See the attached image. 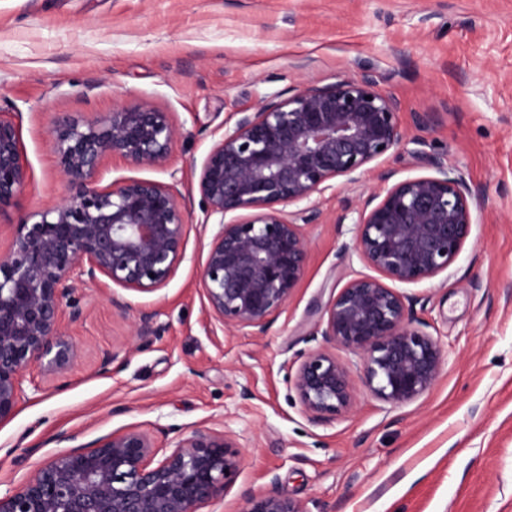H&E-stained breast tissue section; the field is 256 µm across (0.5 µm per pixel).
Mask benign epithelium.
<instances>
[{
  "mask_svg": "<svg viewBox=\"0 0 512 512\" xmlns=\"http://www.w3.org/2000/svg\"><path fill=\"white\" fill-rule=\"evenodd\" d=\"M19 113L0 111V213L13 207L30 178ZM177 129L149 99L105 117H65L51 131L71 192L18 224L0 259V424L28 391L26 371L42 365L63 373L73 345L67 318L85 317L76 297L104 277L118 288L155 292L185 258L187 224L180 181L125 179L97 184L104 162L119 158L154 168L170 157ZM403 139L398 104L368 77L305 86L242 112L201 163L198 191L204 221L218 230L201 269L209 309L227 327L265 333L292 296L307 262L301 225L283 206L308 201L343 178L355 183L367 166ZM466 184L434 176L386 185L359 213L355 250L379 276L351 279L316 323L325 343L356 354L370 391L391 404L427 393L441 371L440 342L413 310L414 298L385 280L432 279L456 260L473 224ZM156 314L141 316L137 335L157 338ZM293 388L313 420L352 405L354 375L326 349L308 353ZM63 431L68 450L17 486L0 492V512H199L224 496L240 458L222 432L193 430L170 450L137 429L91 444ZM244 512H307L275 490L250 494Z\"/></svg>",
  "mask_w": 512,
  "mask_h": 512,
  "instance_id": "1",
  "label": "benign epithelium"
}]
</instances>
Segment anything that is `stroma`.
Segmentation results:
<instances>
[{"label": "stroma", "mask_w": 512, "mask_h": 512, "mask_svg": "<svg viewBox=\"0 0 512 512\" xmlns=\"http://www.w3.org/2000/svg\"><path fill=\"white\" fill-rule=\"evenodd\" d=\"M365 74L397 102L402 142L357 183L312 196L305 274L267 332L222 327L200 282L217 231L203 224V159L235 113ZM143 98L179 129L171 155L156 168L106 161L101 182L178 176L186 258L153 293L78 289L89 316L64 325L77 357L61 374L28 371L40 390L0 424V479L21 483L62 453V431L89 443L134 427L164 448L201 429L230 436L240 470L200 512H242L245 494L271 488L308 512H512V0H0V110L21 113L31 168L0 214V255L28 213L70 192L55 121ZM436 157L471 188L474 214L448 271L405 287L442 346L439 378L401 405L359 379L351 407L312 420L291 378L322 345L320 311L374 273L354 250L358 212L382 173L431 176ZM151 311L166 331L145 340L135 331Z\"/></svg>", "instance_id": "1"}]
</instances>
